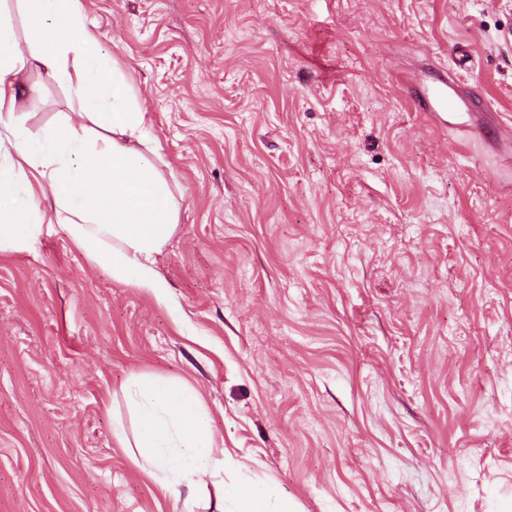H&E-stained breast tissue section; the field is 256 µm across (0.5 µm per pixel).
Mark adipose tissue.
Segmentation results:
<instances>
[{"label":"adipose tissue","mask_w":512,"mask_h":512,"mask_svg":"<svg viewBox=\"0 0 512 512\" xmlns=\"http://www.w3.org/2000/svg\"><path fill=\"white\" fill-rule=\"evenodd\" d=\"M27 15L17 39L5 0H0V128L11 134V153L0 162V251L26 250L41 232L29 206L51 198L55 218L72 242L113 279L156 295L165 285L158 259L173 236L179 208L168 180L145 154L152 142L146 114L122 73L111 67L89 29L79 0H19ZM39 64L72 89L76 112L35 136L24 127L22 76ZM125 397L135 426L122 421L112 433L133 445L141 470L163 492L187 488L183 512H195L206 479L222 466L214 458V433L185 385L138 376ZM232 512H289L272 508V487L241 482L223 490Z\"/></svg>","instance_id":"obj_1"}]
</instances>
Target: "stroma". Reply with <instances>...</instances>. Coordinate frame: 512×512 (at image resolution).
Returning <instances> with one entry per match:
<instances>
[{
    "mask_svg": "<svg viewBox=\"0 0 512 512\" xmlns=\"http://www.w3.org/2000/svg\"><path fill=\"white\" fill-rule=\"evenodd\" d=\"M179 204L165 298L0 252V512H182L112 436L197 393L295 512H512V0H80ZM445 78L471 105L407 94ZM24 125L77 104L37 68ZM448 88L452 89L448 82L442 81L441 85L430 92L424 93L417 106L428 112H448V110L454 109L456 107V100L452 94L448 93Z\"/></svg>",
    "mask_w": 512,
    "mask_h": 512,
    "instance_id": "35a3bbf8",
    "label": "stroma"
}]
</instances>
